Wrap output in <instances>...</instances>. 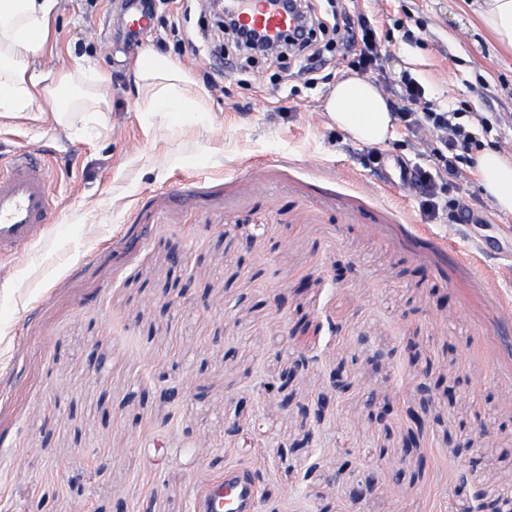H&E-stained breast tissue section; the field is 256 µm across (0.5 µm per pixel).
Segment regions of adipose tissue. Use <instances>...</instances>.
<instances>
[{
	"mask_svg": "<svg viewBox=\"0 0 512 512\" xmlns=\"http://www.w3.org/2000/svg\"><path fill=\"white\" fill-rule=\"evenodd\" d=\"M59 0H0V120L25 117L65 125L72 112L102 122L110 106V88L83 63L56 72L37 67L51 36V20ZM476 19L503 49L512 51V0H479ZM146 112H200L204 92L191 74L168 56L143 50L134 71ZM45 108H37V101ZM324 109L332 123L354 140L383 143L394 116L386 97L359 76L341 79L329 92ZM476 173L498 210L512 214V159L483 151Z\"/></svg>",
	"mask_w": 512,
	"mask_h": 512,
	"instance_id": "adipose-tissue-1",
	"label": "adipose tissue"
}]
</instances>
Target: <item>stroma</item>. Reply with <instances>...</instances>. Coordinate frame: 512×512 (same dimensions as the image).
Masks as SVG:
<instances>
[{
	"label": "stroma",
	"mask_w": 512,
	"mask_h": 512,
	"mask_svg": "<svg viewBox=\"0 0 512 512\" xmlns=\"http://www.w3.org/2000/svg\"><path fill=\"white\" fill-rule=\"evenodd\" d=\"M126 2L60 0L41 59L80 57L107 81L104 126L78 112L67 128L0 124V161L31 149L56 171L55 230L0 261V512H193L233 469L255 476L258 512H468L464 484L512 497V214L469 165L439 183L475 223L444 208L425 223L399 169L428 165V148L399 124L375 147L328 123L345 62L311 89L299 60L258 61L220 77L201 116L140 111L142 50L202 80L207 55L186 44L207 19L199 0H157L151 34L131 43ZM337 2L390 38L388 73L512 158V52L469 0L318 8ZM296 329L311 357L299 371ZM337 371L352 386L310 427L297 406L333 394ZM283 377L285 391H261ZM424 381L462 394L423 405ZM413 410L424 427L409 454ZM369 477L375 492L354 497Z\"/></svg>",
	"instance_id": "stroma-1"
}]
</instances>
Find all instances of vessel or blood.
I'll use <instances>...</instances> for the list:
<instances>
[{"instance_id":"b4317fda","label":"vessel or blood","mask_w":512,"mask_h":512,"mask_svg":"<svg viewBox=\"0 0 512 512\" xmlns=\"http://www.w3.org/2000/svg\"><path fill=\"white\" fill-rule=\"evenodd\" d=\"M239 17L269 39L293 28L292 16L271 9L267 0H249ZM55 178L53 167L35 152L12 153L9 166L0 167V257L25 253L51 225L52 205L46 187ZM203 512H258L253 483L248 476L226 472L224 481L207 497Z\"/></svg>"}]
</instances>
